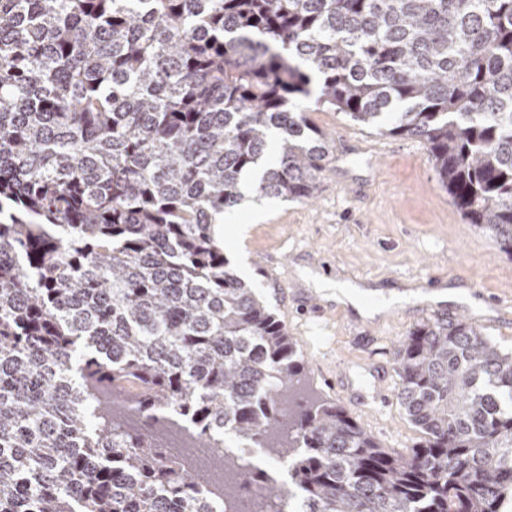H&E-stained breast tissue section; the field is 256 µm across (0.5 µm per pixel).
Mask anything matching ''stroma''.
<instances>
[{
  "mask_svg": "<svg viewBox=\"0 0 512 512\" xmlns=\"http://www.w3.org/2000/svg\"><path fill=\"white\" fill-rule=\"evenodd\" d=\"M307 105L330 138L317 197L259 198L258 222L246 206L233 208L251 231L242 240L225 234L224 255L284 321L303 359L306 394L341 405L382 448L404 455L421 433L397 400L398 344L444 318L476 325L511 350L512 257L463 218L422 141L379 135L312 99ZM304 267L372 289L368 306L387 290L404 297L366 317L300 278ZM450 285L464 287L466 299L435 300Z\"/></svg>",
  "mask_w": 512,
  "mask_h": 512,
  "instance_id": "35a3bbf8",
  "label": "stroma"
}]
</instances>
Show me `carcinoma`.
Segmentation results:
<instances>
[{"label": "carcinoma", "mask_w": 512, "mask_h": 512, "mask_svg": "<svg viewBox=\"0 0 512 512\" xmlns=\"http://www.w3.org/2000/svg\"><path fill=\"white\" fill-rule=\"evenodd\" d=\"M314 93L423 141L512 256V0H0V512H233L127 412L271 449L300 512H512V352L411 331L423 438L397 456L298 399L285 325L228 268L213 226L261 161L258 194L319 191Z\"/></svg>", "instance_id": "carcinoma-1"}]
</instances>
